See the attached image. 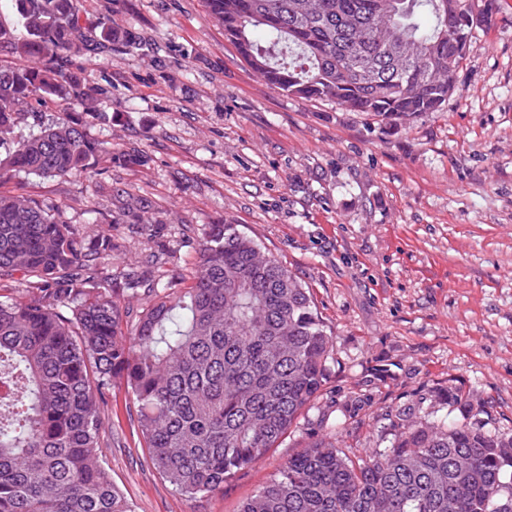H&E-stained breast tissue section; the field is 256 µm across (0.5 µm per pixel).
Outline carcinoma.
I'll return each instance as SVG.
<instances>
[{"mask_svg":"<svg viewBox=\"0 0 512 512\" xmlns=\"http://www.w3.org/2000/svg\"><path fill=\"white\" fill-rule=\"evenodd\" d=\"M0 45L33 67L0 68V183L15 171L82 176L114 152L62 121L12 140L30 99L112 102L81 89L64 55L137 37L77 24V0H10ZM208 0L243 61L273 89L396 128L440 112L472 31L473 0ZM435 24L424 28L418 16ZM111 223H128L125 188ZM112 235L86 239L43 204L0 192V512H133L98 465L107 396L119 383L153 467L181 494L203 496L251 467L297 424L323 386L330 334L309 288L224 221L206 225L186 278L112 272ZM22 273L20 282L14 275ZM146 304L121 303L116 285ZM347 422L310 436L240 512H512V434L470 423L401 419L364 456L338 448Z\"/></svg>","mask_w":512,"mask_h":512,"instance_id":"1","label":"carcinoma"}]
</instances>
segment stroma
<instances>
[{"instance_id": "stroma-1", "label": "stroma", "mask_w": 512, "mask_h": 512, "mask_svg": "<svg viewBox=\"0 0 512 512\" xmlns=\"http://www.w3.org/2000/svg\"><path fill=\"white\" fill-rule=\"evenodd\" d=\"M485 15L447 107L392 131L336 104L274 89L240 58L207 0H78L83 30L130 29L139 50L72 54L67 69L118 111L31 103L15 136L74 117L113 149L96 174L22 172L0 190L111 234L113 270L185 276L205 225L239 224L305 284L333 344L308 415L223 490L188 498L154 470L123 387L109 395L99 462L135 512H239L310 434L355 414L356 454L389 446L397 418L512 433V0ZM136 219L112 223L113 187ZM455 390L469 409L448 405Z\"/></svg>"}]
</instances>
